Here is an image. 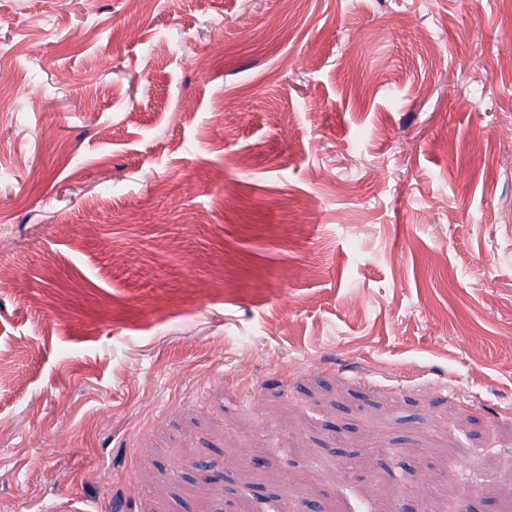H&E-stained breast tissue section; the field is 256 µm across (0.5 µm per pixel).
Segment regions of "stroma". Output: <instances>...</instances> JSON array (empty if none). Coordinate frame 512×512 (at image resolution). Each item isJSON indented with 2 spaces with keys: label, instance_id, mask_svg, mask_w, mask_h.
Listing matches in <instances>:
<instances>
[{
  "label": "stroma",
  "instance_id": "35a3bbf8",
  "mask_svg": "<svg viewBox=\"0 0 512 512\" xmlns=\"http://www.w3.org/2000/svg\"><path fill=\"white\" fill-rule=\"evenodd\" d=\"M474 464L500 512L512 0H0V512H444Z\"/></svg>",
  "mask_w": 512,
  "mask_h": 512
}]
</instances>
